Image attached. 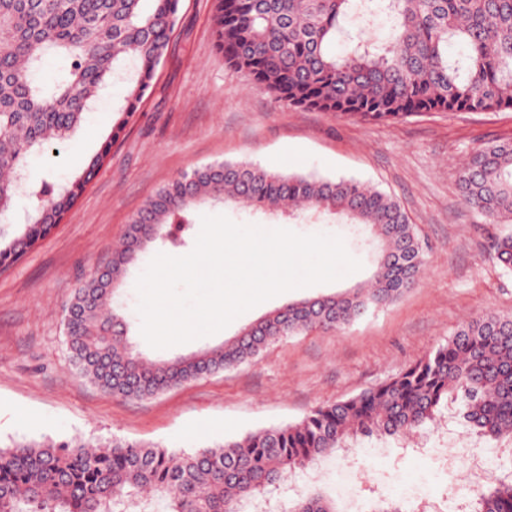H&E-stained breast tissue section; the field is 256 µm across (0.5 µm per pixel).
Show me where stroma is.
Instances as JSON below:
<instances>
[{"instance_id": "35a3bbf8", "label": "stroma", "mask_w": 512, "mask_h": 512, "mask_svg": "<svg viewBox=\"0 0 512 512\" xmlns=\"http://www.w3.org/2000/svg\"><path fill=\"white\" fill-rule=\"evenodd\" d=\"M214 0H180L168 55L154 88L111 147L108 160L61 224L0 273V445L49 437L107 442L121 439L193 450L247 433L285 426L312 409L375 387L446 343L466 323L488 314L512 316V270L491 255L512 221L477 214L465 202L461 163L473 151L512 139V111L430 112L394 122H363L305 110L277 100L263 86L232 74L214 47ZM121 84L104 92L75 136L50 142L27 158L36 178L66 182L110 136ZM242 161L282 172L352 177L391 194L407 212L425 265L417 283L396 302L371 310L336 331L314 330L271 344L257 359L151 398L112 395L77 374L64 335L76 288L103 265L125 225L162 186L191 169ZM223 213L241 225L269 224L263 214L199 206L179 247L152 245L131 266L115 296L132 314L129 335L151 360L188 355L224 342L258 319L249 310L224 330L155 349L141 335L136 281L160 253H190L199 217ZM302 235L340 237L361 269L330 283L289 291L293 300L363 285L376 269L368 232L310 215L288 223ZM39 417L29 423L26 413ZM354 453L297 472L283 497L319 489L338 512H372L384 497L405 512L423 499L437 512L463 491L512 470L474 472L471 448L494 447L473 434L461 401L449 402L435 424L408 436H358ZM458 449L447 458L443 448Z\"/></svg>"}]
</instances>
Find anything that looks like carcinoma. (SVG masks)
I'll list each match as a JSON object with an SVG mask.
<instances>
[{
	"label": "carcinoma",
	"mask_w": 512,
	"mask_h": 512,
	"mask_svg": "<svg viewBox=\"0 0 512 512\" xmlns=\"http://www.w3.org/2000/svg\"><path fill=\"white\" fill-rule=\"evenodd\" d=\"M180 0H0V217L20 194L25 157L64 140L120 82L111 135L70 182L46 181L29 223L4 247L8 268L73 207L152 87L168 54ZM384 12L386 42L357 38L336 53L340 21ZM215 47L243 74L290 105L365 121L424 112L512 109V0H217ZM51 58L63 65L46 79ZM467 204L512 218V141L474 151L460 173ZM202 203L247 207L271 218L308 214L364 224L381 246L366 288L301 299L269 312L224 343L150 361L114 306L116 284L154 243L182 241ZM512 270V235L494 244ZM425 264L408 216L392 197L353 179L281 173L244 162L207 164L161 187L134 214L121 247L76 289L64 327L78 373L101 390L133 398L236 368L272 343L313 329L335 330L398 300ZM460 394L476 433L512 444V318L467 323L448 342L386 382L313 409L300 421L195 451L114 439H74L0 448V512H281L270 489L346 450L354 435H408ZM287 512H335L316 492ZM473 512H512V474L480 487Z\"/></svg>",
	"instance_id": "cac0c4a2"
}]
</instances>
